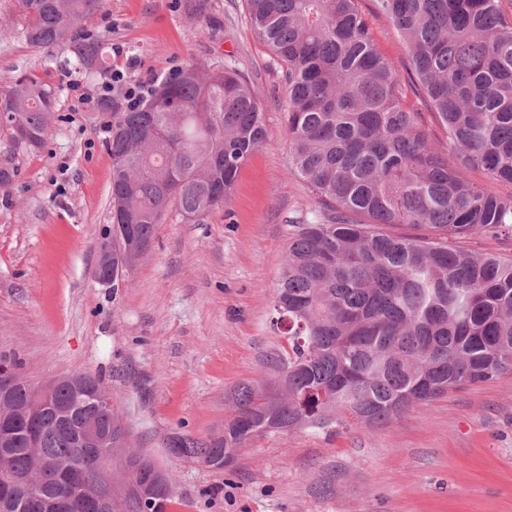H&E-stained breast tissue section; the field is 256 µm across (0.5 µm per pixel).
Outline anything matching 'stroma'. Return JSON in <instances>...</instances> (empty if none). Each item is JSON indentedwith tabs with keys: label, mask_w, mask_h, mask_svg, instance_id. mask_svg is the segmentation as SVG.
Listing matches in <instances>:
<instances>
[{
	"label": "stroma",
	"mask_w": 512,
	"mask_h": 512,
	"mask_svg": "<svg viewBox=\"0 0 512 512\" xmlns=\"http://www.w3.org/2000/svg\"><path fill=\"white\" fill-rule=\"evenodd\" d=\"M379 52L406 77L407 48L374 0H361ZM0 92L34 72L55 88L54 133L16 158L0 188V356L33 382L99 377L131 448L170 472L166 512H512V375L453 390L378 426L333 435L271 433L233 470L177 458L174 438L224 435L232 392L270 384L287 340L274 294L289 226L316 210L290 173L286 85L244 0H104L86 30L136 61L131 80L196 64L236 67L257 89L265 139L223 207L170 214L119 288L94 279L112 225V157L101 82L65 74L23 35L20 0H0ZM90 98L81 106L78 96Z\"/></svg>",
	"instance_id": "1"
}]
</instances>
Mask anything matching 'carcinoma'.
Returning a JSON list of instances; mask_svg holds the SVG:
<instances>
[{
    "label": "carcinoma",
    "mask_w": 512,
    "mask_h": 512,
    "mask_svg": "<svg viewBox=\"0 0 512 512\" xmlns=\"http://www.w3.org/2000/svg\"><path fill=\"white\" fill-rule=\"evenodd\" d=\"M24 37L88 77L107 68L85 31L103 0H21ZM252 29L285 70L292 172L318 209L291 225L275 291L288 388L244 384L224 437L180 438L172 452L206 464L269 433L335 434L379 425L451 390L512 374V257L464 245L512 238V0H376L408 46L409 88L444 134L404 103L359 0H245ZM56 92L22 74L0 95L8 152L45 147ZM112 287L177 212L200 221L224 206L262 145L260 95L235 67L188 65L132 112L109 114ZM480 171L509 191L488 189ZM407 224L420 234L387 227ZM40 452L82 468L70 434L40 421ZM11 465L32 467L18 440Z\"/></svg>",
    "instance_id": "1"
}]
</instances>
